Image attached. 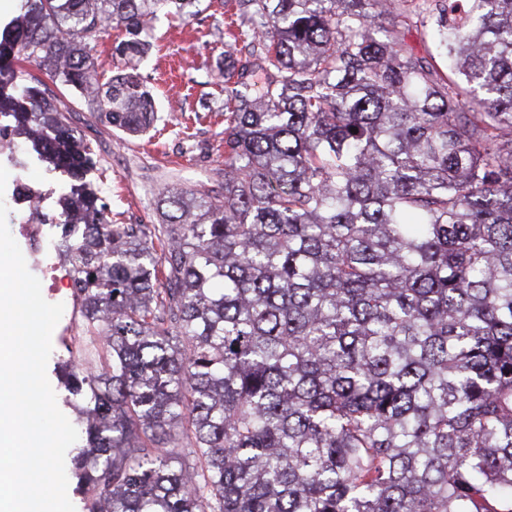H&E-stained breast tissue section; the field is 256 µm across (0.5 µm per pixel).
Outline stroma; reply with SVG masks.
<instances>
[{
    "instance_id": "stroma-1",
    "label": "stroma",
    "mask_w": 512,
    "mask_h": 512,
    "mask_svg": "<svg viewBox=\"0 0 512 512\" xmlns=\"http://www.w3.org/2000/svg\"><path fill=\"white\" fill-rule=\"evenodd\" d=\"M232 0H201L190 18L159 16L149 32L151 49L138 72L154 93L158 120L153 129L131 135L101 122L86 101L54 82L48 94L70 112L84 139L92 142L97 165L87 179L112 210L118 224H156V193L171 184L194 189L224 176V53L229 48L227 23ZM7 225L28 270L41 282L46 301L60 303L64 313L52 334L47 376L60 410L76 420L57 373L67 359L64 337L74 323V285L68 261L58 250L56 229L44 230L41 249H32L19 230L24 216L12 197H5Z\"/></svg>"
}]
</instances>
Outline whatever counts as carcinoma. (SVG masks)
<instances>
[{
  "mask_svg": "<svg viewBox=\"0 0 512 512\" xmlns=\"http://www.w3.org/2000/svg\"><path fill=\"white\" fill-rule=\"evenodd\" d=\"M198 2L20 0L0 31V111L77 181L87 512H512V0H236L224 180L115 224L31 68L145 133L148 24ZM418 26L446 69L406 48ZM125 39L119 29L108 28L102 37L92 45L94 49L90 52L97 72L99 82L107 83L118 71V57H115V47Z\"/></svg>",
  "mask_w": 512,
  "mask_h": 512,
  "instance_id": "obj_1",
  "label": "carcinoma"
}]
</instances>
